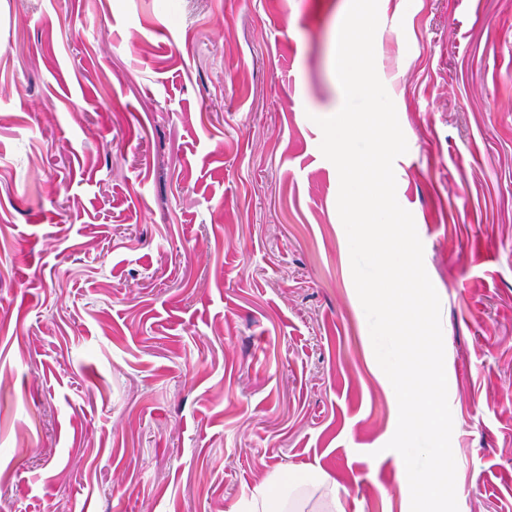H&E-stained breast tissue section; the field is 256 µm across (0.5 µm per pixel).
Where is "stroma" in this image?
Segmentation results:
<instances>
[{"label":"stroma","instance_id":"obj_1","mask_svg":"<svg viewBox=\"0 0 512 512\" xmlns=\"http://www.w3.org/2000/svg\"><path fill=\"white\" fill-rule=\"evenodd\" d=\"M346 0H0V512H407L315 120ZM459 512H512V0H379ZM298 477L306 485L323 487L327 490V512H348L346 498L342 497L336 487V481L326 473L318 470L293 471L280 470L271 472L262 482L249 488L239 501L234 512H271L277 510L272 505L280 498L283 490L293 478Z\"/></svg>","mask_w":512,"mask_h":512}]
</instances>
